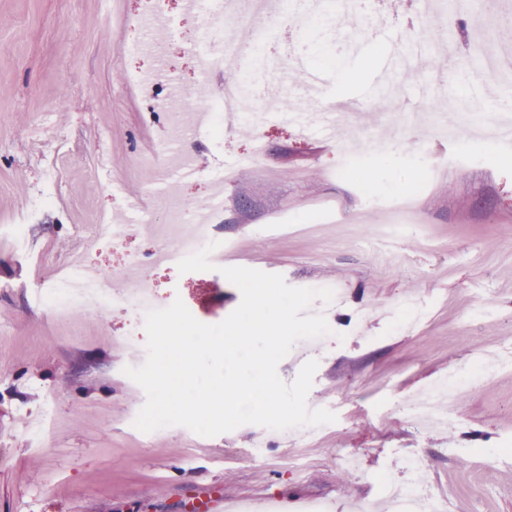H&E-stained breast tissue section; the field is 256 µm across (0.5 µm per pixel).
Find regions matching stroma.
I'll return each instance as SVG.
<instances>
[{
    "label": "stroma",
    "instance_id": "1",
    "mask_svg": "<svg viewBox=\"0 0 512 512\" xmlns=\"http://www.w3.org/2000/svg\"><path fill=\"white\" fill-rule=\"evenodd\" d=\"M158 7L174 22L167 69L195 91L189 47L201 21L183 14L181 0ZM425 8L424 0H385L378 11L325 0L323 22L264 36L298 58L274 117L257 128L225 116L221 140L195 127L200 174L178 180L176 192L200 200L215 174L232 172L212 231L233 246L225 266L280 274L294 287L330 282L339 293L312 305L331 334L294 346L278 365L290 383L318 360L307 404L336 421L259 440L249 425L212 437L183 426L141 432L134 421L146 394L124 369L146 358L143 320L117 305L100 317L76 311L63 327L36 302L55 266L80 250L109 288H122L126 275L146 279L159 307L182 299L205 324L223 321L241 293L219 271L182 274L155 260L167 244L157 231L167 194L146 158L173 129L131 78L155 66L128 27L138 0H0V512H186L215 489L255 512L291 500L355 512L384 500L385 481H408L415 458L445 512H512V155L475 135L501 89L474 78L481 0L446 16L456 66L434 49L417 67L402 64L420 33L399 21ZM316 71L329 78V99L370 92L357 155L345 135L281 118L316 111L301 94ZM442 71L441 88L430 75ZM430 112L471 119L450 140L418 121ZM259 135L266 153L238 167ZM394 198L407 200L412 229L381 243L377 257L360 244L392 220L385 203ZM104 215L126 225L125 237L86 245ZM412 299L422 302L419 327L395 332ZM490 352L501 365L451 401L460 425L418 432L406 422L404 404Z\"/></svg>",
    "mask_w": 512,
    "mask_h": 512
}]
</instances>
